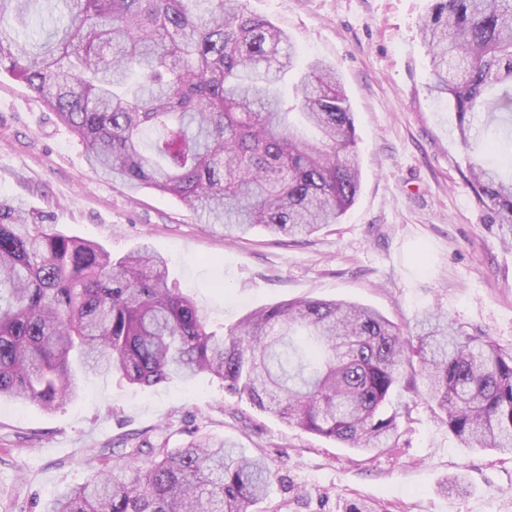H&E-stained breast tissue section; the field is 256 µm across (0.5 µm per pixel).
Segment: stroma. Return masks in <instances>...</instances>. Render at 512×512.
<instances>
[{"label": "stroma", "instance_id": "35a3bbf8", "mask_svg": "<svg viewBox=\"0 0 512 512\" xmlns=\"http://www.w3.org/2000/svg\"><path fill=\"white\" fill-rule=\"evenodd\" d=\"M429 0H247L292 37L304 63L335 68L354 112L361 189L339 223L298 240L255 229L235 240L176 198L94 174L78 139L23 83L0 76V200H22L56 229L120 258L149 244L172 287L204 321L230 329L251 310L298 298L371 306L412 333L436 309L512 347V243L467 180L472 152L447 100L431 94L419 35ZM78 399L54 411L0 401V512H42L83 483L102 449L143 438L175 449L211 434L264 457L279 477L265 512H336L342 499L371 512H512V455L467 448L423 400L396 447L362 454L282 423L225 394L202 374L140 388L87 375ZM463 476L466 492L445 488ZM304 490L295 504L289 487Z\"/></svg>", "mask_w": 512, "mask_h": 512}]
</instances>
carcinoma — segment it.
<instances>
[{"label": "carcinoma", "mask_w": 512, "mask_h": 512, "mask_svg": "<svg viewBox=\"0 0 512 512\" xmlns=\"http://www.w3.org/2000/svg\"><path fill=\"white\" fill-rule=\"evenodd\" d=\"M420 33L462 146L512 168V0H430ZM298 70L287 101L280 86ZM1 73L81 141L93 171L176 197L228 238L311 235L358 196L336 71L302 68L288 33L246 0H0ZM469 169L511 242L512 176ZM167 277L146 245L114 260L0 201V399L52 411L81 395V370L137 386L207 373L260 412L371 454L398 442L408 409L390 403L404 388L464 445L512 454V348L438 313L411 339L370 307L317 298L260 307L224 335ZM138 452L141 464L115 461L44 512H263L277 479L222 438Z\"/></svg>", "instance_id": "carcinoma-1"}]
</instances>
